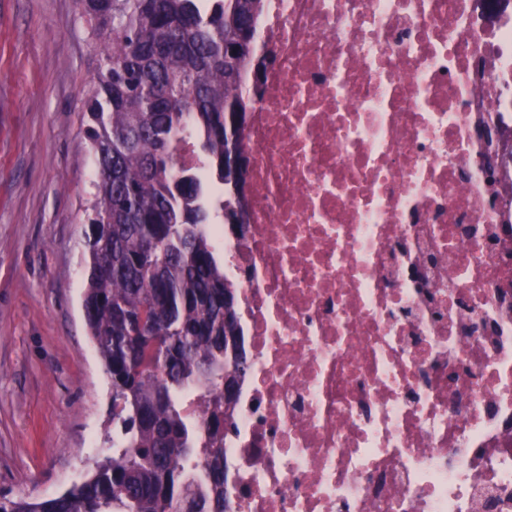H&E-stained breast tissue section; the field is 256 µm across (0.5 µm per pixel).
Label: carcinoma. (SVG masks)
Segmentation results:
<instances>
[{"label": "carcinoma", "mask_w": 512, "mask_h": 512, "mask_svg": "<svg viewBox=\"0 0 512 512\" xmlns=\"http://www.w3.org/2000/svg\"><path fill=\"white\" fill-rule=\"evenodd\" d=\"M104 62L84 101L98 174L87 209L85 315L112 387V455L67 492L0 512H227L224 350L236 293L205 227L236 224L228 136L265 0H79ZM207 178L178 163L186 127ZM203 405L194 419L186 395Z\"/></svg>", "instance_id": "cac0c4a2"}]
</instances>
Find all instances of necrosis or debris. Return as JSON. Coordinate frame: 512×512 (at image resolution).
<instances>
[{
  "mask_svg": "<svg viewBox=\"0 0 512 512\" xmlns=\"http://www.w3.org/2000/svg\"><path fill=\"white\" fill-rule=\"evenodd\" d=\"M231 512H512V11L269 0Z\"/></svg>",
  "mask_w": 512,
  "mask_h": 512,
  "instance_id": "necrosis-or-debris-1",
  "label": "necrosis or debris"
}]
</instances>
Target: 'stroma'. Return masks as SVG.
<instances>
[{
  "label": "stroma",
  "instance_id": "stroma-1",
  "mask_svg": "<svg viewBox=\"0 0 512 512\" xmlns=\"http://www.w3.org/2000/svg\"><path fill=\"white\" fill-rule=\"evenodd\" d=\"M102 64L77 0H0V495L39 500L112 453L111 382L83 311Z\"/></svg>",
  "mask_w": 512,
  "mask_h": 512
}]
</instances>
